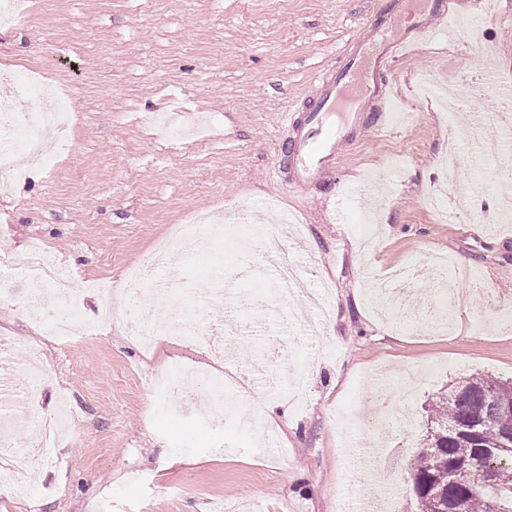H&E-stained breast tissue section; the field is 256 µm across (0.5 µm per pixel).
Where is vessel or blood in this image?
Wrapping results in <instances>:
<instances>
[{"label": "vessel or blood", "mask_w": 512, "mask_h": 512, "mask_svg": "<svg viewBox=\"0 0 512 512\" xmlns=\"http://www.w3.org/2000/svg\"><path fill=\"white\" fill-rule=\"evenodd\" d=\"M416 4L430 16L419 26L416 42L432 44L445 37L442 24L452 11L450 0H416ZM401 49L397 43L380 54L371 77L363 81L359 73L368 48L360 36L347 50L340 70L314 77L309 105L283 115L290 137L279 149L274 169L278 178L300 190L324 184L335 173L345 144L364 140L368 130L383 131L398 124L389 84Z\"/></svg>", "instance_id": "obj_1"}]
</instances>
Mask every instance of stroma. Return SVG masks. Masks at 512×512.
Returning <instances> with one entry per match:
<instances>
[{"label": "stroma", "mask_w": 512, "mask_h": 512, "mask_svg": "<svg viewBox=\"0 0 512 512\" xmlns=\"http://www.w3.org/2000/svg\"><path fill=\"white\" fill-rule=\"evenodd\" d=\"M386 0H33L60 20L0 30V65L40 63L67 78L79 111L72 148L0 193V248L25 254L43 241L73 281L124 286L125 267L142 261L172 226L199 211L275 199V209L228 224L207 249L187 242L183 281L189 292L166 303L172 319L194 301L195 287L223 279L245 304L233 327L259 335L207 337L205 344H161L143 356L129 323L89 291L85 316L94 337L62 343L17 307L0 306V334L18 337L19 356L45 379L25 401L0 400L14 416L13 450L0 464L34 462L36 487L0 501V512H332L339 491L378 501L386 484L394 512H419L408 470L425 432L426 404L448 381L473 374L512 379V223H494L497 183H512V151L479 139L476 125L449 127L447 113L418 96L422 75L466 94L462 78L490 70L512 82V0H458L468 17L493 10L477 37L458 47L418 44L396 61L391 90L416 120L371 134L344 152L332 193H301L273 174L288 130L281 115L302 108L314 76L338 66L349 42L372 23L388 38L409 39V9L384 12ZM102 44L90 47L88 35ZM177 95L188 137L149 125ZM495 180L477 189L482 219L438 221L424 202L445 185L449 165L476 178L472 142ZM287 211L299 222L281 227ZM279 238L281 256L300 269L302 287L276 295L261 256L245 259L241 243ZM430 253L451 257L457 272L440 287L423 270L405 294V332L377 314L370 282L393 269L422 266ZM331 287L335 305L319 338L291 321L310 294ZM183 365L197 375L193 403L151 393L152 373ZM236 377L248 397L221 420L202 402L206 374ZM427 369L407 412L380 418L368 391L375 374ZM307 372L304 405L281 391L290 369ZM282 404L265 419L254 401ZM71 407L68 434L39 446L32 418ZM267 435L275 450H259Z\"/></svg>", "instance_id": "1"}]
</instances>
